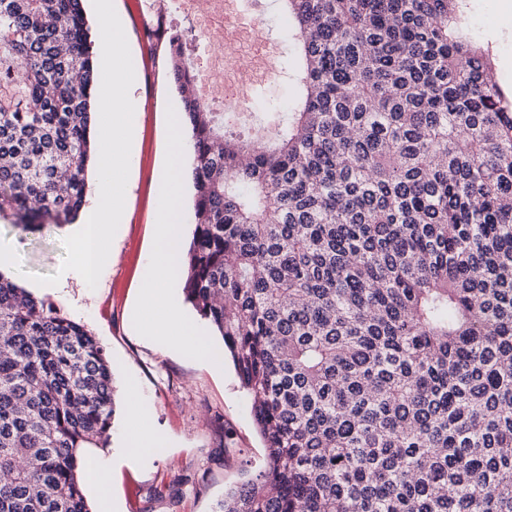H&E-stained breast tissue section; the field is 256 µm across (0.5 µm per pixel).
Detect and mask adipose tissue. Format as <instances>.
Listing matches in <instances>:
<instances>
[{"label": "adipose tissue", "mask_w": 512, "mask_h": 512, "mask_svg": "<svg viewBox=\"0 0 512 512\" xmlns=\"http://www.w3.org/2000/svg\"><path fill=\"white\" fill-rule=\"evenodd\" d=\"M166 158L158 179L155 222L157 235L141 288V309H154L158 318L140 322L143 335L162 339L176 336L180 345L190 348L197 330L183 317L171 289L177 279L182 257L183 215L182 180L185 165V130L180 113H167Z\"/></svg>", "instance_id": "ef3b65f1"}]
</instances>
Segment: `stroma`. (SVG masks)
Here are the masks:
<instances>
[{"instance_id": "35a3bbf8", "label": "stroma", "mask_w": 512, "mask_h": 512, "mask_svg": "<svg viewBox=\"0 0 512 512\" xmlns=\"http://www.w3.org/2000/svg\"><path fill=\"white\" fill-rule=\"evenodd\" d=\"M123 20L140 104L137 163L130 175L129 220L112 242V259L96 288L67 279L63 291L43 289L32 275H53L66 251L67 226L18 234L11 212H0V241L15 250L23 273L18 284L80 321L104 346L113 372L116 413L108 447L112 468V512H211L226 488L248 479L264 463L251 401L242 389L223 342L204 328L197 352L176 350L138 333L130 319L153 247L157 172L165 150L164 114L183 109L171 74L168 38H185L192 61L205 68L208 47L198 22L173 10L172 0H114ZM472 35L493 53L500 85L512 90V0H470ZM277 45L280 68L252 96L250 112L276 123L292 111L298 96L300 50L278 7L265 19ZM137 390V409L154 434L152 448L122 458L129 390Z\"/></svg>"}]
</instances>
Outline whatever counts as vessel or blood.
<instances>
[{
	"label": "vessel or blood",
	"mask_w": 512,
	"mask_h": 512,
	"mask_svg": "<svg viewBox=\"0 0 512 512\" xmlns=\"http://www.w3.org/2000/svg\"><path fill=\"white\" fill-rule=\"evenodd\" d=\"M256 5L257 0H178V6L186 17L195 18L223 11V33L238 31L243 37L257 39L261 45L266 46L270 39L260 21L251 16ZM221 35L210 31L206 39L212 53H223L225 76L237 75L241 78L240 84L224 96L225 111L237 112L258 88L254 79L255 72H262L265 78H272L278 71L279 61L268 53L256 58L237 48H224Z\"/></svg>",
	"instance_id": "vessel-or-blood-1"
}]
</instances>
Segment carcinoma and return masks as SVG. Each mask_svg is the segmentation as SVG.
I'll return each mask as SVG.
<instances>
[{
    "instance_id": "cac0c4a2",
    "label": "carcinoma",
    "mask_w": 512,
    "mask_h": 512,
    "mask_svg": "<svg viewBox=\"0 0 512 512\" xmlns=\"http://www.w3.org/2000/svg\"><path fill=\"white\" fill-rule=\"evenodd\" d=\"M305 96L273 131L192 100L187 300L266 466L212 512H512V95L469 0H287ZM99 68L83 0H0V212L72 223ZM104 348L0 270V512H91Z\"/></svg>"
}]
</instances>
